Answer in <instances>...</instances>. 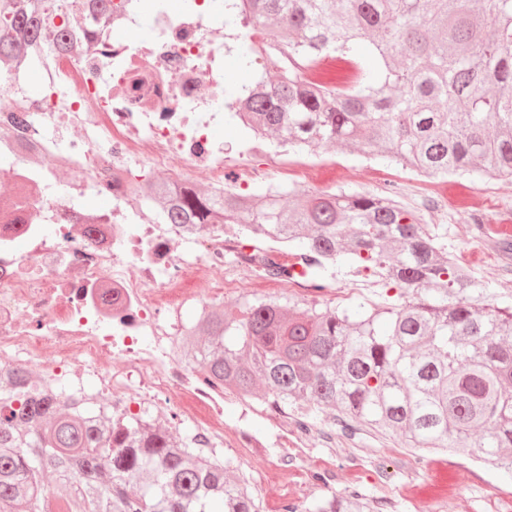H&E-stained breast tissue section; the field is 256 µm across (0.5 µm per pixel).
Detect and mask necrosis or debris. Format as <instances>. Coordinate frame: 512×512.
Here are the masks:
<instances>
[{"label": "necrosis or debris", "mask_w": 512, "mask_h": 512, "mask_svg": "<svg viewBox=\"0 0 512 512\" xmlns=\"http://www.w3.org/2000/svg\"><path fill=\"white\" fill-rule=\"evenodd\" d=\"M225 23L224 0H189L143 12L141 0H112V16L78 52L50 42L37 90L26 68L0 72V370L36 366L43 381L95 382L115 413L130 399L194 423L199 448L238 454L256 436L224 424V391L179 349L183 302L212 303L211 273L261 277L237 259L223 225L165 224L136 205L149 181L223 192L268 188L285 169L267 148L252 158L226 148L224 115L234 104L224 59L242 42ZM94 195L106 210L83 207ZM235 262H227V255ZM311 427L280 430L281 453L255 488L300 470Z\"/></svg>", "instance_id": "4bbe7bcc"}]
</instances>
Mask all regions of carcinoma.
Wrapping results in <instances>:
<instances>
[{"instance_id":"obj_1","label":"carcinoma","mask_w":512,"mask_h":512,"mask_svg":"<svg viewBox=\"0 0 512 512\" xmlns=\"http://www.w3.org/2000/svg\"><path fill=\"white\" fill-rule=\"evenodd\" d=\"M245 32L240 60L273 57L238 94L227 121L275 148L320 146L377 155L428 177L512 179V0H243L227 3ZM112 0H87V25ZM45 0H0V67L57 33ZM342 190L307 200L160 183L143 202L167 224H235L293 250L251 258L280 281L303 266L314 287L330 268L374 277L398 302L301 308L254 297L235 315L213 305L186 322L185 356L211 382L262 396L310 422L329 412L413 450L475 448L512 472V305L448 256L395 200ZM0 512H260L238 469L191 447L146 414L112 416L93 391L41 387L26 368L0 378ZM306 512H373L357 491Z\"/></svg>"}]
</instances>
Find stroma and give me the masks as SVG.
Masks as SVG:
<instances>
[{
	"label": "stroma",
	"instance_id": "35a3bbf8",
	"mask_svg": "<svg viewBox=\"0 0 512 512\" xmlns=\"http://www.w3.org/2000/svg\"><path fill=\"white\" fill-rule=\"evenodd\" d=\"M281 161L293 169L288 186L312 192L341 190L383 194L397 187L398 200L429 230L451 257L479 279L493 282V303L512 304V257L499 249L501 225L512 226V181L473 182L451 175L428 178L375 156L339 148L282 152ZM385 291L374 278L338 271L318 303L353 307L384 302ZM296 410L271 411L261 399L227 394L224 421L260 436L264 445L240 458L229 449L215 450L219 462L230 461L240 475L262 470L278 447L275 427L296 421ZM321 427L336 434L331 446L310 442V455L300 481H310L321 462L336 459L340 471L337 491L356 488L373 500L376 512H512V474L489 467L466 453L430 452L423 459L390 437L365 430L345 432L331 418Z\"/></svg>",
	"mask_w": 512,
	"mask_h": 512
}]
</instances>
